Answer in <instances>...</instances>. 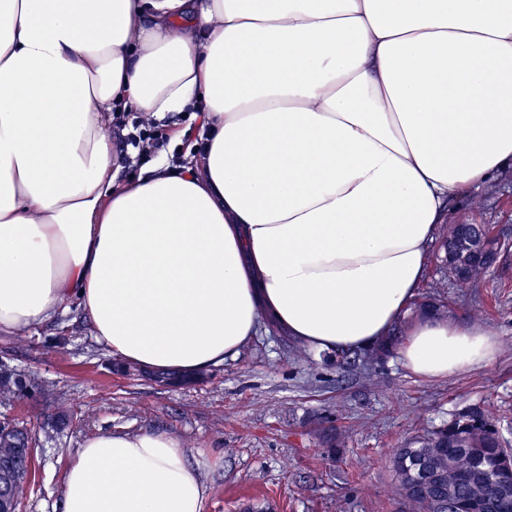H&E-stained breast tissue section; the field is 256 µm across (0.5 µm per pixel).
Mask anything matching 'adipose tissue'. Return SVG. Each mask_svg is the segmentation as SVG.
<instances>
[{
    "mask_svg": "<svg viewBox=\"0 0 512 512\" xmlns=\"http://www.w3.org/2000/svg\"><path fill=\"white\" fill-rule=\"evenodd\" d=\"M200 112L201 152L118 182L112 115ZM512 169V0H0V333L87 315L112 356L193 375L274 324L406 339L415 376L495 331L408 318L450 207ZM213 458L101 432L62 512H206Z\"/></svg>",
    "mask_w": 512,
    "mask_h": 512,
    "instance_id": "obj_1",
    "label": "adipose tissue"
}]
</instances>
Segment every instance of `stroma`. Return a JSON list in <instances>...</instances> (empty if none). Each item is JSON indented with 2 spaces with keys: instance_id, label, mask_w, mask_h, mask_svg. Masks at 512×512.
I'll use <instances>...</instances> for the list:
<instances>
[{
  "instance_id": "stroma-1",
  "label": "stroma",
  "mask_w": 512,
  "mask_h": 512,
  "mask_svg": "<svg viewBox=\"0 0 512 512\" xmlns=\"http://www.w3.org/2000/svg\"><path fill=\"white\" fill-rule=\"evenodd\" d=\"M462 220L494 225L497 262L477 286L461 285L435 238L415 304L486 325L499 348L488 367L446 379L412 375L394 351L319 352L263 329L195 384L174 388L146 369L114 371L89 319L71 306L22 334L1 333L0 360L40 376L70 409L57 429L42 401L9 409L38 438L35 486L20 512H60L71 455L102 430H163L184 448L218 454L207 512H411L396 491L394 453L474 406L491 413L512 448V171L455 204L447 221Z\"/></svg>"
}]
</instances>
